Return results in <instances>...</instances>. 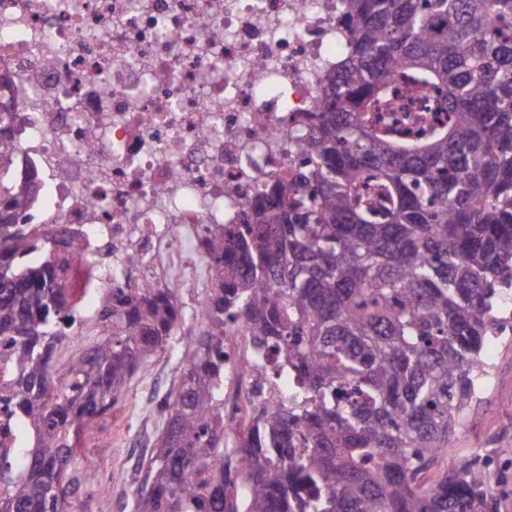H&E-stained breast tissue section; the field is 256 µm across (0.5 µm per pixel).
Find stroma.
I'll return each mask as SVG.
<instances>
[{
    "mask_svg": "<svg viewBox=\"0 0 512 512\" xmlns=\"http://www.w3.org/2000/svg\"><path fill=\"white\" fill-rule=\"evenodd\" d=\"M490 376L464 410L460 425L448 445L449 459H472L498 448H512V331L492 338L483 350ZM177 362L160 358L127 395L123 408L95 429L94 439L83 450L94 458L98 476L76 500L78 512H123L137 482L138 463L157 426L158 403L171 387ZM111 443L102 453L98 442ZM124 482L112 480L113 473Z\"/></svg>",
    "mask_w": 512,
    "mask_h": 512,
    "instance_id": "obj_1",
    "label": "stroma"
}]
</instances>
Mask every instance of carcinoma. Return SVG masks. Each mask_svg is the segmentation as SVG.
I'll list each match as a JSON object with an SVG mask.
<instances>
[{
  "instance_id": "carcinoma-1",
  "label": "carcinoma",
  "mask_w": 512,
  "mask_h": 512,
  "mask_svg": "<svg viewBox=\"0 0 512 512\" xmlns=\"http://www.w3.org/2000/svg\"><path fill=\"white\" fill-rule=\"evenodd\" d=\"M348 56L297 127L305 165L200 224L211 287L104 290L93 343L66 288L80 232L21 224L39 185L0 136V512H74L92 427L161 356L179 375L129 512H498L488 470L439 467L512 291V0H339ZM448 120L411 141L380 112L397 73ZM291 378L224 426V337Z\"/></svg>"
}]
</instances>
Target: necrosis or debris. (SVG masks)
<instances>
[{
  "instance_id": "4bbe7bcc",
  "label": "necrosis or debris",
  "mask_w": 512,
  "mask_h": 512,
  "mask_svg": "<svg viewBox=\"0 0 512 512\" xmlns=\"http://www.w3.org/2000/svg\"><path fill=\"white\" fill-rule=\"evenodd\" d=\"M348 51L336 0H0V75L23 119L14 176L38 177L34 223L81 226L84 311L115 271L142 285L172 255L178 292L199 294L186 238L235 223L257 174L298 164L288 136ZM255 375L234 359L227 430Z\"/></svg>"
}]
</instances>
